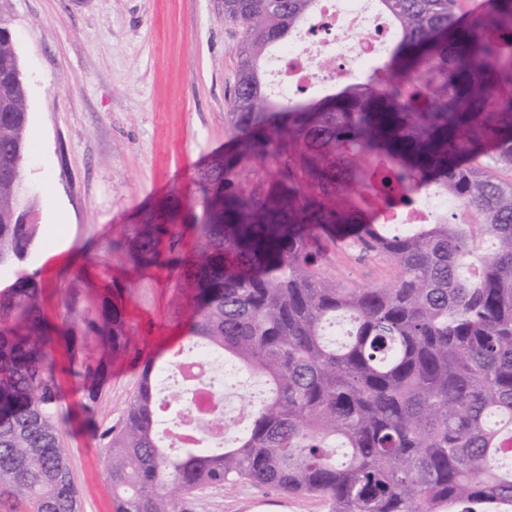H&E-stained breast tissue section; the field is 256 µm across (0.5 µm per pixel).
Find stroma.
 I'll return each instance as SVG.
<instances>
[{
    "instance_id": "35a3bbf8",
    "label": "stroma",
    "mask_w": 512,
    "mask_h": 512,
    "mask_svg": "<svg viewBox=\"0 0 512 512\" xmlns=\"http://www.w3.org/2000/svg\"><path fill=\"white\" fill-rule=\"evenodd\" d=\"M8 23L29 104L23 182L37 198L40 235L15 273L0 274V289L15 275H36L57 319L80 266L90 287L120 284L114 299L130 330L127 354L113 364L87 424L62 433L79 512H114L99 435L119 426L138 387L139 358L185 348L190 298L176 271H125L107 244L165 200L184 212L194 205L199 167L236 136L227 108L241 32L225 21L224 0H10ZM322 271L348 287L396 276L382 257L343 247ZM189 506L328 512L321 499L250 484L203 491Z\"/></svg>"
}]
</instances>
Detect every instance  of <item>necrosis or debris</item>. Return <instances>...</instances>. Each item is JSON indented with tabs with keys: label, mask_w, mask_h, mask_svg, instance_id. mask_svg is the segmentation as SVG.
Wrapping results in <instances>:
<instances>
[{
	"label": "necrosis or debris",
	"mask_w": 512,
	"mask_h": 512,
	"mask_svg": "<svg viewBox=\"0 0 512 512\" xmlns=\"http://www.w3.org/2000/svg\"><path fill=\"white\" fill-rule=\"evenodd\" d=\"M396 39V28L380 14L375 0H319L316 20L288 45L271 52L270 84L280 97L312 86H332L386 57ZM203 418L223 423L228 430L246 426L243 414L229 413L224 399L202 386L188 400L176 444L197 443L196 423Z\"/></svg>",
	"instance_id": "4bbe7bcc"
}]
</instances>
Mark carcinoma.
Here are the masks:
<instances>
[{
  "mask_svg": "<svg viewBox=\"0 0 512 512\" xmlns=\"http://www.w3.org/2000/svg\"><path fill=\"white\" fill-rule=\"evenodd\" d=\"M0 0V270L38 234L22 165L28 107ZM318 0H224L243 36L228 112L242 131L197 175L196 208L151 211L112 238L138 271L170 267L191 294L186 339L263 393L231 443L173 454L158 397L179 360H144L119 427L100 433L116 512H186L242 482L319 496L329 512H493L512 503V0H378L398 39L365 78L318 100L274 98L261 61ZM434 183L458 208L401 232L378 212ZM477 214L480 222H470ZM387 257L390 287L321 273L336 225ZM53 321L33 275L0 289V512H78L60 434L90 415L129 331L111 293L64 289ZM62 343L67 359L52 351ZM83 395L62 405L60 376Z\"/></svg>",
  "mask_w": 512,
  "mask_h": 512,
  "instance_id": "1",
  "label": "carcinoma"
}]
</instances>
